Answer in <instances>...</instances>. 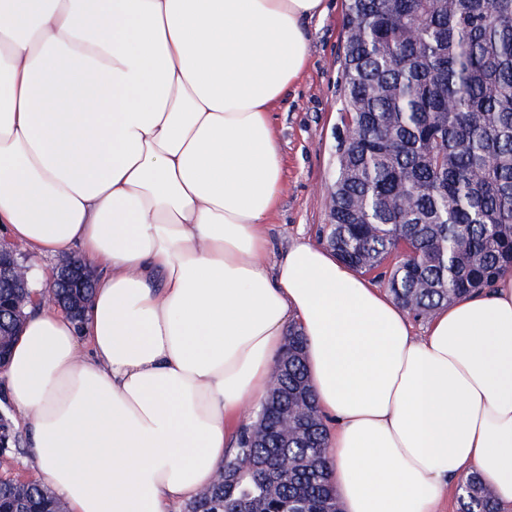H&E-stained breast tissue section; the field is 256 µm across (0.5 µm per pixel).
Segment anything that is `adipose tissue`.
<instances>
[{
	"mask_svg": "<svg viewBox=\"0 0 512 512\" xmlns=\"http://www.w3.org/2000/svg\"><path fill=\"white\" fill-rule=\"evenodd\" d=\"M324 0H0V230L102 267L42 304L0 388L69 512H178L223 469L288 331L341 512H436L479 472L512 512V275L425 335L329 249L266 266L270 114Z\"/></svg>",
	"mask_w": 512,
	"mask_h": 512,
	"instance_id": "adipose-tissue-1",
	"label": "adipose tissue"
}]
</instances>
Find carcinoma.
<instances>
[{"mask_svg":"<svg viewBox=\"0 0 512 512\" xmlns=\"http://www.w3.org/2000/svg\"><path fill=\"white\" fill-rule=\"evenodd\" d=\"M344 106L322 234L415 318L512 274V0H346ZM353 129L354 138L343 137ZM0 455L19 451L12 419ZM326 427L289 333L256 422L184 512H340ZM462 512H497L478 475ZM6 512H65L50 488L0 480Z\"/></svg>","mask_w":512,"mask_h":512,"instance_id":"carcinoma-1","label":"carcinoma"}]
</instances>
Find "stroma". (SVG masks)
Listing matches in <instances>:
<instances>
[{"label":"stroma","mask_w":512,"mask_h":512,"mask_svg":"<svg viewBox=\"0 0 512 512\" xmlns=\"http://www.w3.org/2000/svg\"><path fill=\"white\" fill-rule=\"evenodd\" d=\"M344 21L345 0H325L323 16L305 21L307 66L271 115L283 155L284 189L266 226L269 264L295 240L322 242L343 100Z\"/></svg>","instance_id":"obj_1"}]
</instances>
